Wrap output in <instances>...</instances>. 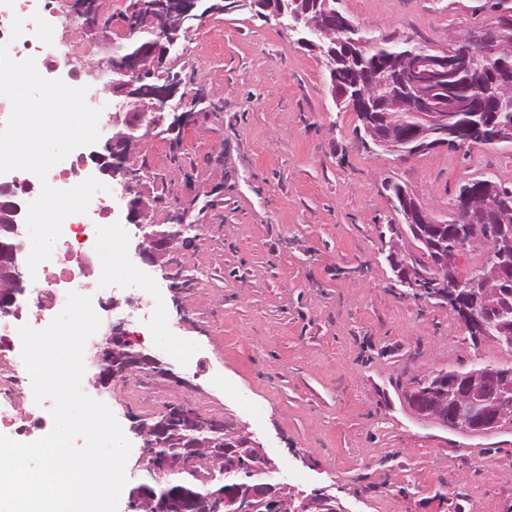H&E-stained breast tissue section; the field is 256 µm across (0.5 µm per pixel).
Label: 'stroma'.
<instances>
[{
  "instance_id": "1",
  "label": "stroma",
  "mask_w": 512,
  "mask_h": 512,
  "mask_svg": "<svg viewBox=\"0 0 512 512\" xmlns=\"http://www.w3.org/2000/svg\"><path fill=\"white\" fill-rule=\"evenodd\" d=\"M166 58L191 109L179 135L140 141L131 184L148 223L189 224L193 246L149 267L166 285L159 332L136 349L160 359L161 404L246 427L277 464L271 481L324 489L345 512H512V423L480 436L418 417L406 392L439 369L508 364L512 352L474 345L448 307L404 296L390 253L421 251L384 191L405 186L434 218L462 181L512 187V150L474 145L400 157L369 151L355 112L336 103L316 52L253 4L213 10ZM485 0H340L373 36L396 35L438 51L487 24ZM65 27L53 76L66 80L73 46L105 45L67 0H51ZM122 429L155 419L133 377L115 390L93 382ZM474 443L460 455L456 443Z\"/></svg>"
}]
</instances>
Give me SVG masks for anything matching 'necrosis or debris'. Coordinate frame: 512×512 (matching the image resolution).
I'll use <instances>...</instances> for the list:
<instances>
[{
    "instance_id": "4bbe7bcc",
    "label": "necrosis or debris",
    "mask_w": 512,
    "mask_h": 512,
    "mask_svg": "<svg viewBox=\"0 0 512 512\" xmlns=\"http://www.w3.org/2000/svg\"><path fill=\"white\" fill-rule=\"evenodd\" d=\"M48 7L47 0H0V44L7 45L15 61L34 59L41 73L55 67L56 43L33 31L20 17L43 14ZM111 201V192H98L91 198L87 213L67 217L50 259L38 266L36 277L30 282L26 306L8 314L0 312V423L16 436L31 437L50 424L34 400L30 377L21 358L18 329L24 325L46 328L49 313L63 308L71 292L90 297L92 303L100 302V291L108 278L105 253L112 246L113 234L120 231L118 225L106 221ZM121 264L130 287L146 285L135 259L123 257ZM149 288V293L138 297L131 306L129 315L152 323L157 318L163 289L158 284Z\"/></svg>"
}]
</instances>
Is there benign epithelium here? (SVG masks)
Listing matches in <instances>:
<instances>
[{"instance_id": "benign-epithelium-1", "label": "benign epithelium", "mask_w": 512, "mask_h": 512, "mask_svg": "<svg viewBox=\"0 0 512 512\" xmlns=\"http://www.w3.org/2000/svg\"><path fill=\"white\" fill-rule=\"evenodd\" d=\"M300 0H288V24L286 27L296 31L299 25L311 29L320 38H331L335 34L356 27L350 19L336 13V20L322 22V19L308 20L306 12L294 8ZM103 0H69L70 13L92 24L102 13ZM198 0H149L148 20L152 32L158 38L142 49L138 54L123 57L115 52L107 61H116L118 67L107 66L105 71L118 73L124 77L127 88L134 90L131 98L137 101L139 111L126 112L124 106L109 116L108 124L101 134L95 148L79 156L80 169L92 167L94 174L103 181H118L124 187L129 183L131 170L129 161L137 144L136 139L116 128H130L140 125L151 130L155 122L165 119L171 109V101L178 94L182 83L166 80L162 84L146 80L145 73L152 66L166 59L175 41L165 40L164 34L182 29L188 31L197 19ZM512 33V18L498 14L486 25L482 33H470L454 40L448 51H416L404 58L401 67L391 76L384 69L365 74L362 90L349 99V108L364 115L363 129L386 153L406 155L403 142L411 140L421 147L436 148L453 146L463 149L469 146L476 134V126L458 119L457 90L448 85V97H431V87L442 84L457 73L469 67L475 60L493 57L495 51L504 48L503 41ZM464 103L470 111L484 115L487 127H492L497 113L489 111L495 106H507L512 103V95L505 94L495 104H489L482 93L477 92ZM408 110L415 117V125L407 130L401 125V111ZM122 200L125 202L126 220L135 225L142 233L141 240L135 246V252L141 261L155 266L162 262L167 252L178 242L186 243L183 238L185 226L175 232L148 231L144 224L147 204L141 195L126 189ZM498 208V198L486 182L464 194L455 210V223L471 225V232L460 236L452 247L442 251L436 257L438 270L443 276L441 285L426 289L414 273L408 260L396 265L398 284L416 292L421 299L437 300L442 297L453 302L456 314L467 330H472L479 322L477 305L492 307L497 298L494 285L512 279V238L502 239L485 235L483 225L478 218L490 209ZM21 212L16 192L6 186H0V229L12 238L25 235V229L18 222ZM402 223L412 227L415 232L433 223L432 215L407 193L401 194ZM485 249L489 264L484 266L486 275L481 280L465 281L457 273L458 257L470 250ZM23 253L20 250L6 252L0 257V310L11 312L19 306V296L24 294ZM92 365L97 369L98 385L110 386L125 380L137 372L148 368L142 354L134 351L128 339L124 322L113 321L108 324L101 340L92 348ZM448 411L454 422L465 430L481 428L489 431L512 421V378L502 376L496 371L483 368L469 374L464 384L452 381L448 391ZM206 430L215 436L227 432L224 420L205 419L193 409L185 406H172L158 416L149 427L137 424L132 431L142 440L141 459L144 465L154 472V481L165 483L167 494L161 503L160 512H191L192 502L183 493L166 480L171 473L192 464L178 462L174 465L155 466L149 464L150 448L153 438L165 439L176 432V426ZM235 433L245 436V445L268 464L272 471L277 469L275 461L264 451L263 446L252 439V435L243 428ZM288 493V512H313V509L330 498L325 490L314 489L308 495ZM232 512H263L261 504L255 501L252 491L238 489L230 502Z\"/></svg>"}]
</instances>
